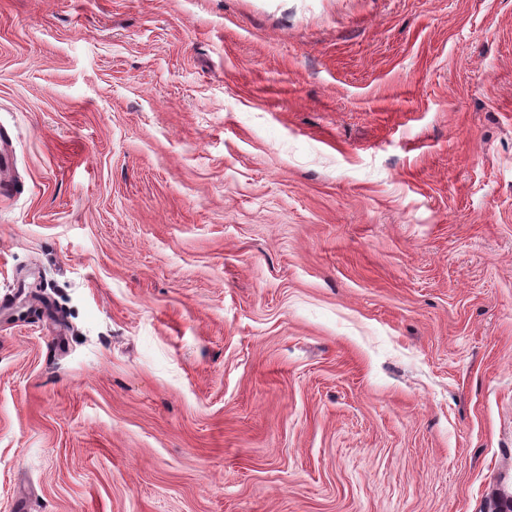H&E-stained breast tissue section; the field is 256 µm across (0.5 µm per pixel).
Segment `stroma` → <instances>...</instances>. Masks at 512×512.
I'll return each instance as SVG.
<instances>
[{"label":"stroma","mask_w":512,"mask_h":512,"mask_svg":"<svg viewBox=\"0 0 512 512\" xmlns=\"http://www.w3.org/2000/svg\"><path fill=\"white\" fill-rule=\"evenodd\" d=\"M0 512L512 496V0H0Z\"/></svg>","instance_id":"obj_1"}]
</instances>
